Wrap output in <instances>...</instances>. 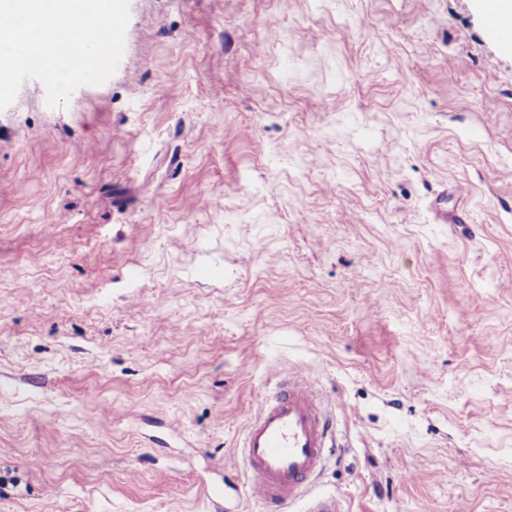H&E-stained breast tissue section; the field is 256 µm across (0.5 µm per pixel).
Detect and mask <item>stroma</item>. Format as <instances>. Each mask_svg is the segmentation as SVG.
<instances>
[{
	"mask_svg": "<svg viewBox=\"0 0 512 512\" xmlns=\"http://www.w3.org/2000/svg\"><path fill=\"white\" fill-rule=\"evenodd\" d=\"M483 0H130L0 111V512H214L303 368L314 494L512 512V51Z\"/></svg>",
	"mask_w": 512,
	"mask_h": 512,
	"instance_id": "1",
	"label": "stroma"
}]
</instances>
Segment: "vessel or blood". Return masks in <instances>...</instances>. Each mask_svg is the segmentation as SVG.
<instances>
[{
	"mask_svg": "<svg viewBox=\"0 0 512 512\" xmlns=\"http://www.w3.org/2000/svg\"><path fill=\"white\" fill-rule=\"evenodd\" d=\"M334 432V420L304 371L287 372L245 425L242 454L253 474L248 496L270 512H282L320 473Z\"/></svg>",
	"mask_w": 512,
	"mask_h": 512,
	"instance_id": "vessel-or-blood-1",
	"label": "vessel or blood"
}]
</instances>
